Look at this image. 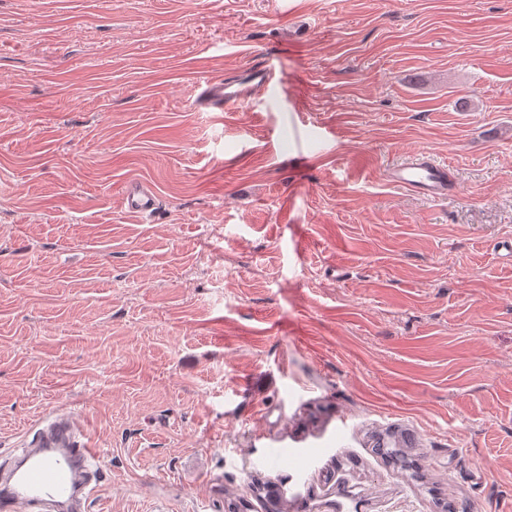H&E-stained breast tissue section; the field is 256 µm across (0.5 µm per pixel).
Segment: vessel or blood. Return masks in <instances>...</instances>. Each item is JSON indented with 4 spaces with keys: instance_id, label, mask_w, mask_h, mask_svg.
Returning a JSON list of instances; mask_svg holds the SVG:
<instances>
[{
    "instance_id": "vessel-or-blood-1",
    "label": "vessel or blood",
    "mask_w": 512,
    "mask_h": 512,
    "mask_svg": "<svg viewBox=\"0 0 512 512\" xmlns=\"http://www.w3.org/2000/svg\"><path fill=\"white\" fill-rule=\"evenodd\" d=\"M200 88V105L217 110L247 95L246 88L233 91L221 80H203ZM387 177L433 200L447 198L451 190L447 166L423 153L393 166ZM123 201L135 216L155 218L161 213L157 191L140 180L126 183ZM102 470V454L87 445L82 425L70 412H55L34 439L13 450L8 465H0V512H42L46 507L85 512L92 483Z\"/></svg>"
}]
</instances>
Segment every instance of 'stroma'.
Wrapping results in <instances>:
<instances>
[{
  "label": "stroma",
  "instance_id": "1",
  "mask_svg": "<svg viewBox=\"0 0 512 512\" xmlns=\"http://www.w3.org/2000/svg\"><path fill=\"white\" fill-rule=\"evenodd\" d=\"M509 241L512 0H0V457L71 412L88 512H512ZM274 74V68L271 64H264L253 67L248 72L247 87L235 91H228L232 84L224 83V80L206 79L200 82L201 92L199 94V103L201 107L214 108L224 111V106L229 107L245 99L249 88L253 85H268ZM387 177L395 185L409 188L433 200L447 198L451 191L447 166L423 153L393 166ZM125 209L129 214L155 218L161 213L157 191L151 185L140 181H128L123 190Z\"/></svg>",
  "mask_w": 512,
  "mask_h": 512
}]
</instances>
